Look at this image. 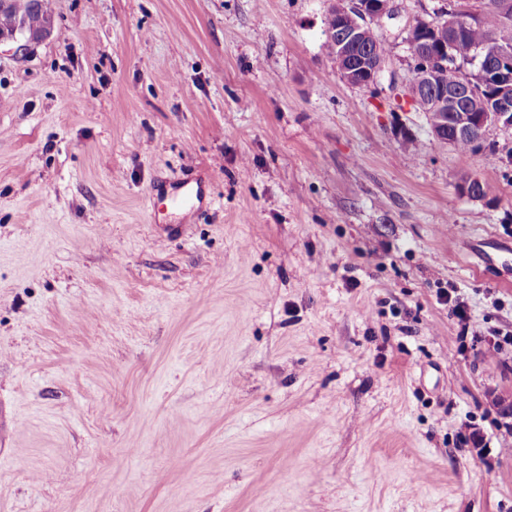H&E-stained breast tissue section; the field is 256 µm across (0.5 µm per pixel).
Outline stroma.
I'll use <instances>...</instances> for the list:
<instances>
[{"label":"stroma","mask_w":512,"mask_h":512,"mask_svg":"<svg viewBox=\"0 0 512 512\" xmlns=\"http://www.w3.org/2000/svg\"><path fill=\"white\" fill-rule=\"evenodd\" d=\"M445 2L374 92L331 0H51L0 56V512H512V127L403 94ZM52 32L51 25H45L42 28L30 30L24 27L21 29L20 36L17 35V32L0 35V45L10 44L12 55L23 56L28 52L33 43L45 39L50 36ZM148 197L150 199L168 198L173 206L192 212L202 204L205 190L202 184L188 180L168 187L152 188Z\"/></svg>","instance_id":"1"}]
</instances>
